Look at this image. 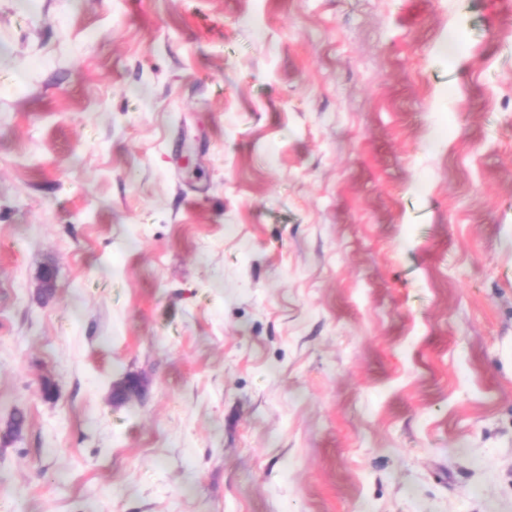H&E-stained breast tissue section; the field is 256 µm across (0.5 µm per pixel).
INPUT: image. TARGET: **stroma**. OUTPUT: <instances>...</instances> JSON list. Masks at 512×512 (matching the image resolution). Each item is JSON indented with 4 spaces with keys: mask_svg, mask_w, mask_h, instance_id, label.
<instances>
[{
    "mask_svg": "<svg viewBox=\"0 0 512 512\" xmlns=\"http://www.w3.org/2000/svg\"><path fill=\"white\" fill-rule=\"evenodd\" d=\"M0 504L512 512V0H0Z\"/></svg>",
    "mask_w": 512,
    "mask_h": 512,
    "instance_id": "obj_1",
    "label": "stroma"
}]
</instances>
